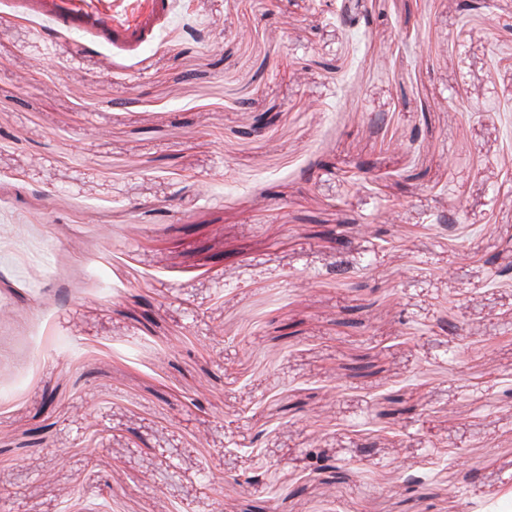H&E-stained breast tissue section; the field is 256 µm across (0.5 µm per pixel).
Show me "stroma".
Wrapping results in <instances>:
<instances>
[{"instance_id":"1","label":"stroma","mask_w":512,"mask_h":512,"mask_svg":"<svg viewBox=\"0 0 512 512\" xmlns=\"http://www.w3.org/2000/svg\"><path fill=\"white\" fill-rule=\"evenodd\" d=\"M365 4L0 0L13 512H512V0Z\"/></svg>"}]
</instances>
